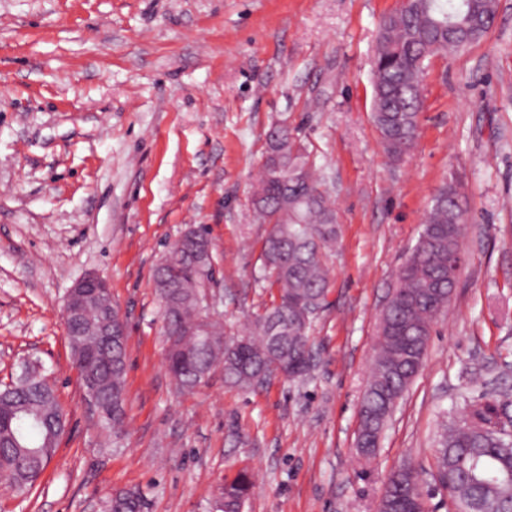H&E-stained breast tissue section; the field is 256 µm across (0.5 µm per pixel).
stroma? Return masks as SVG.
<instances>
[{"instance_id": "obj_1", "label": "stroma", "mask_w": 512, "mask_h": 512, "mask_svg": "<svg viewBox=\"0 0 512 512\" xmlns=\"http://www.w3.org/2000/svg\"><path fill=\"white\" fill-rule=\"evenodd\" d=\"M401 0H0V381L25 359L55 381L69 427L35 487L0 512H101L137 488L146 512H209L225 480L243 512H375L404 461L430 512L442 422L497 391L512 416V0L492 29L435 56L413 148L386 153L371 112L381 17ZM287 121L335 204L330 307L308 377L240 389L213 373L179 390L153 272L188 225L216 272L205 293L246 335L271 307L265 227L250 204L267 132ZM471 219L463 266L424 366L377 457L355 450L358 407L394 274L437 190ZM127 317L126 420L102 429L77 381L62 309L86 273ZM253 483L247 473H239L232 481L224 485V510L220 512H237L250 494Z\"/></svg>"}]
</instances>
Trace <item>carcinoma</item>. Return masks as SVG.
<instances>
[{"mask_svg":"<svg viewBox=\"0 0 512 512\" xmlns=\"http://www.w3.org/2000/svg\"><path fill=\"white\" fill-rule=\"evenodd\" d=\"M496 13V0H408L382 17L373 58L372 118L390 157L400 158L415 143L430 58L479 41ZM313 168L310 153L291 130L270 132L252 205L258 220L270 225L261 257L265 279L278 288V302L255 319L246 344L226 337L219 319L196 311L200 269L212 262L203 229L193 228L194 246L169 250L156 266L166 363L179 389H195L217 368L226 383L247 389L280 367L289 379L310 374V330L316 310L328 306L332 279L326 256L338 237L336 211ZM467 223L458 186L445 184L433 198L410 259L395 273L359 407L356 451L366 460L376 456L392 408L420 371L433 327L448 309L458 279V272L448 273V255L462 249ZM87 319L92 328L85 335L66 339L81 386L95 378L101 398L112 403V416L102 425L114 428L126 417V337L108 346L93 329L107 319L105 313L91 306ZM65 416L54 386L35 367L0 390L1 483L22 493L35 486L59 441L51 436L53 426ZM503 417L496 395L487 394L468 403L460 421L441 425L434 478L451 493L455 512H512V419ZM252 488L246 473L226 483L222 512H237ZM144 508L136 489L119 491L105 504L106 512ZM376 509L427 512L414 464L390 474Z\"/></svg>","mask_w":512,"mask_h":512,"instance_id":"cac0c4a2","label":"carcinoma"}]
</instances>
